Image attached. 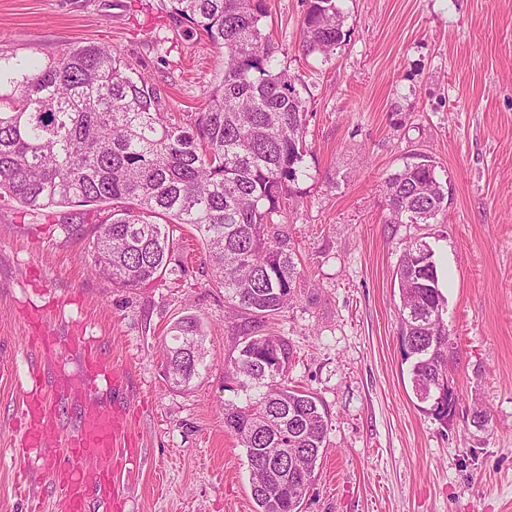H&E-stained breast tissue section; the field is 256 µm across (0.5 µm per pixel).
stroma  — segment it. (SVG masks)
Here are the masks:
<instances>
[{"label":"stroma","instance_id":"stroma-1","mask_svg":"<svg viewBox=\"0 0 512 512\" xmlns=\"http://www.w3.org/2000/svg\"><path fill=\"white\" fill-rule=\"evenodd\" d=\"M279 67L309 107L307 175L286 222L305 279L277 330L294 354L289 385L328 418L326 448L300 512H512V0H336L347 36L305 55L308 0H268ZM169 0H0V56L48 61L104 44L146 72L176 119L203 111L222 51ZM430 157L449 192L428 224L389 223L385 179ZM104 208L31 213L0 203V512H58L48 471L65 457H20L23 400L53 388L69 432L112 400L97 382L70 391L80 343L124 374L140 460L116 489L125 512H255L246 452L224 430L244 394L227 372L249 316L217 288L191 225L174 230L171 272L134 290L91 267ZM435 253L461 401L451 422L425 412L400 347L399 257L413 240ZM197 316L206 360L189 387L165 377L162 339ZM55 336L28 344L30 321ZM491 422L476 428L473 407Z\"/></svg>","mask_w":512,"mask_h":512}]
</instances>
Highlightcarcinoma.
Returning a JSON list of instances; mask_svg holds the SVG:
<instances>
[{"mask_svg": "<svg viewBox=\"0 0 512 512\" xmlns=\"http://www.w3.org/2000/svg\"><path fill=\"white\" fill-rule=\"evenodd\" d=\"M171 9L224 50L222 76L191 123L169 117L149 76L103 45L72 48L42 65L0 60V202L33 213L120 203L98 224L92 251L95 273L118 288L164 274L174 225L193 227L224 302L258 320L231 362L246 398L224 404L225 431L246 450L256 512H298L325 447L327 413L314 393L288 386L290 344L262 326L294 301L304 276L283 219L306 176L308 107L263 33L267 0H171ZM345 36L336 0H309L305 54L326 55ZM383 189L392 224H427L448 207L427 156L404 164ZM397 278L412 384L436 386L457 342L443 317L433 250L407 245ZM189 336L200 340L193 366L180 352ZM205 338L193 316L169 327L163 351L171 384L185 387L199 374ZM263 448L306 454L303 470L282 475L276 496L261 489L269 479L258 464Z\"/></svg>", "mask_w": 512, "mask_h": 512, "instance_id": "cac0c4a2", "label": "carcinoma"}]
</instances>
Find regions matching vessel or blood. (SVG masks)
<instances>
[{
	"label": "vessel or blood",
	"mask_w": 512,
	"mask_h": 512,
	"mask_svg": "<svg viewBox=\"0 0 512 512\" xmlns=\"http://www.w3.org/2000/svg\"><path fill=\"white\" fill-rule=\"evenodd\" d=\"M81 363L87 379L100 377L111 380L113 386H122L123 376L114 371L111 361L104 357L91 342L81 346ZM23 416L26 428L23 434L24 450L45 448L47 439L57 430L59 410L52 390L39 389L26 398ZM60 447L72 466L53 474V483L61 493L65 512H88L91 497L112 500L116 476L135 450L126 408L91 407L80 413L70 435L64 437ZM91 463L95 479L83 478L84 463Z\"/></svg>",
	"instance_id": "obj_1"
}]
</instances>
